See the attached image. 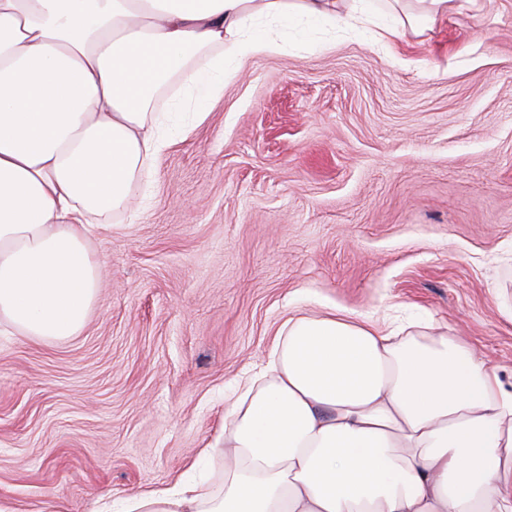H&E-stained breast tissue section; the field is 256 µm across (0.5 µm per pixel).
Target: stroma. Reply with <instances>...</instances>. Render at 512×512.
<instances>
[{"label": "stroma", "instance_id": "stroma-1", "mask_svg": "<svg viewBox=\"0 0 512 512\" xmlns=\"http://www.w3.org/2000/svg\"><path fill=\"white\" fill-rule=\"evenodd\" d=\"M123 222L79 336H0L9 512L176 480L300 308L426 312L512 390V0H454L391 54L251 58Z\"/></svg>", "mask_w": 512, "mask_h": 512}]
</instances>
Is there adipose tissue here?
<instances>
[{
    "label": "adipose tissue",
    "mask_w": 512,
    "mask_h": 512,
    "mask_svg": "<svg viewBox=\"0 0 512 512\" xmlns=\"http://www.w3.org/2000/svg\"><path fill=\"white\" fill-rule=\"evenodd\" d=\"M449 0H0V335L85 329L135 191L251 57L392 45ZM297 311L170 485L100 512H512V392L461 340Z\"/></svg>",
    "instance_id": "ef3b65f1"
}]
</instances>
